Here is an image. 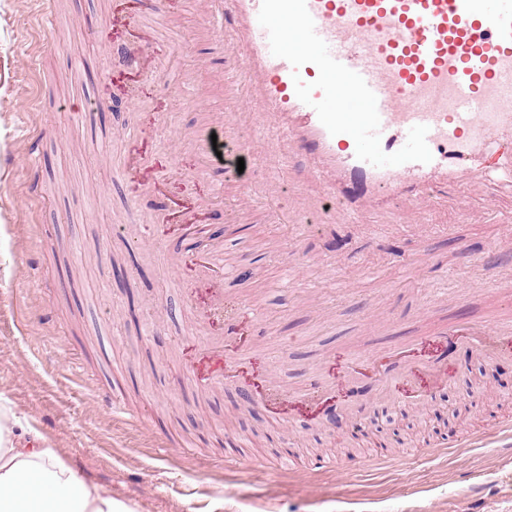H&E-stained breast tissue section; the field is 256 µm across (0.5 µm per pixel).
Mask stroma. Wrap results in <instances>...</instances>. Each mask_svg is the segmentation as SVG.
<instances>
[{
  "mask_svg": "<svg viewBox=\"0 0 512 512\" xmlns=\"http://www.w3.org/2000/svg\"><path fill=\"white\" fill-rule=\"evenodd\" d=\"M200 2L164 0L166 39L151 45L123 19L132 0H53L51 25L43 0H0V396L137 512H512V460L475 440L512 422L511 354L458 347L417 401L362 387L338 428L303 414L279 428L247 404L252 375L298 393L327 376L338 391L370 354L460 317H512V243L476 206L418 227L397 204L371 233L211 195L195 140L225 109L224 61ZM120 47L161 79L131 73ZM255 155L254 188L276 184L286 203L306 191L303 158ZM175 202L224 227L228 311L261 310L248 354H225L247 374L231 386L199 390L190 370L193 346L224 334L208 285L176 266L202 246L143 226Z\"/></svg>",
  "mask_w": 512,
  "mask_h": 512,
  "instance_id": "obj_1",
  "label": "stroma"
}]
</instances>
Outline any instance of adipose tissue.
Segmentation results:
<instances>
[{"instance_id":"obj_1","label":"adipose tissue","mask_w":512,"mask_h":512,"mask_svg":"<svg viewBox=\"0 0 512 512\" xmlns=\"http://www.w3.org/2000/svg\"><path fill=\"white\" fill-rule=\"evenodd\" d=\"M0 512H135L86 481L0 398Z\"/></svg>"}]
</instances>
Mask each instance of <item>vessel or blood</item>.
I'll return each instance as SVG.
<instances>
[{
    "label": "vessel or blood",
    "mask_w": 512,
    "mask_h": 512,
    "mask_svg": "<svg viewBox=\"0 0 512 512\" xmlns=\"http://www.w3.org/2000/svg\"><path fill=\"white\" fill-rule=\"evenodd\" d=\"M204 12L242 77L225 81L227 111L210 123L222 142L198 148L236 170L254 153L248 124L273 156H305L321 192L295 200L288 222L348 224L397 200L424 224L448 184L488 209L512 190V0H205ZM161 17V0H144L128 23L159 42ZM189 262L223 284L216 251ZM462 338L493 355L512 348V324H455L435 359L406 365L407 382L440 375Z\"/></svg>",
    "instance_id": "obj_1"
}]
</instances>
